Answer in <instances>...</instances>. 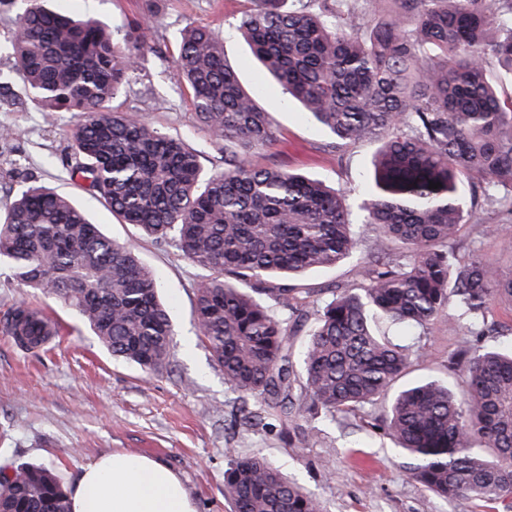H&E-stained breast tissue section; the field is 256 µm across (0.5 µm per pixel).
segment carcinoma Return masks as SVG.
I'll use <instances>...</instances> for the list:
<instances>
[{"mask_svg": "<svg viewBox=\"0 0 512 512\" xmlns=\"http://www.w3.org/2000/svg\"><path fill=\"white\" fill-rule=\"evenodd\" d=\"M53 0H25L11 53L25 94L48 112H70V176L85 181L126 224L173 244L206 271L193 320L238 398L263 400L290 421L360 411L408 367L412 348L381 336L441 326L491 333L486 313L512 299V269L487 279L482 260L456 244L473 204L512 222V96L490 68L512 78V0H250L237 31L257 64L335 139H376L364 223L383 238L357 271L308 318L306 291L264 277L329 268L357 248L342 197L249 156L275 139L268 112L224 59L221 37L188 24L177 78L215 143H232L224 170L111 104L138 71L134 49L148 24L117 37ZM440 183L437 189L430 183ZM403 251L389 252V244ZM17 284L75 310L112 355L147 373L168 366L173 329L154 273L135 249L105 236L68 195L29 184L0 202V264ZM454 306L457 315L446 314ZM290 312L291 322L276 313ZM310 322L300 394L294 397V328ZM0 331L35 349L58 335L41 309L20 303ZM467 390L419 382L391 401L379 428L416 461L413 476L452 501L512 498V350L477 345L459 354ZM234 512H324L322 501L258 457L224 472ZM0 512H70L63 482L33 463L0 469Z\"/></svg>", "mask_w": 512, "mask_h": 512, "instance_id": "obj_1", "label": "carcinoma"}]
</instances>
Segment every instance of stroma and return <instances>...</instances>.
<instances>
[{"instance_id":"stroma-1","label":"stroma","mask_w":512,"mask_h":512,"mask_svg":"<svg viewBox=\"0 0 512 512\" xmlns=\"http://www.w3.org/2000/svg\"><path fill=\"white\" fill-rule=\"evenodd\" d=\"M64 3L70 12L96 17L111 30L142 15V0ZM247 6V0H165L136 78L112 108L138 113L163 132L183 138L200 150L206 170H223V147L211 145L208 130L196 119L189 90L174 78L181 30L190 23L215 30L224 41L227 63L246 88L259 90V103L270 112L276 139L254 153L252 162L322 179L347 199L356 253L337 267L295 280L321 301L333 287H359L356 268L370 259L381 235L377 225L364 223L361 210L379 143L334 147L331 137L298 106L284 105L281 89L264 79L237 32ZM74 123L71 113L40 111L21 86H13L10 98L0 101V128L19 127L26 135L13 144H0V160L25 156L24 181L69 194L112 240L135 246L141 261L156 273L170 310V364L149 375L112 357L74 311L53 298L32 295L1 264L0 322L25 300L52 316L60 331L36 352L21 350L12 337L0 333V462L43 464L69 484L82 467L104 454L140 453L182 477L197 512H232L224 497V471L233 457L258 456L318 496L326 512H503L498 501L441 498L413 478L414 459L375 426L389 396L363 412L307 417L304 425L317 440L301 450L287 445L288 423L279 417L267 416L255 427L240 424L231 413L234 395L191 320L199 268L174 246L144 236L135 225L119 223L85 184L71 180L63 159ZM488 224L483 216L465 224L459 248L464 253L478 250L487 278L494 280L512 265V252L504 247L512 240V224L498 225L493 236L485 232ZM473 342L463 331L452 336L442 327L430 329L416 339L412 361L394 389L432 377L463 390L465 374L451 369L448 359Z\"/></svg>"}]
</instances>
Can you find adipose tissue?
Listing matches in <instances>:
<instances>
[{
  "instance_id": "1",
  "label": "adipose tissue",
  "mask_w": 512,
  "mask_h": 512,
  "mask_svg": "<svg viewBox=\"0 0 512 512\" xmlns=\"http://www.w3.org/2000/svg\"><path fill=\"white\" fill-rule=\"evenodd\" d=\"M67 495L72 512H196L174 470L127 452L104 455L84 467Z\"/></svg>"
}]
</instances>
